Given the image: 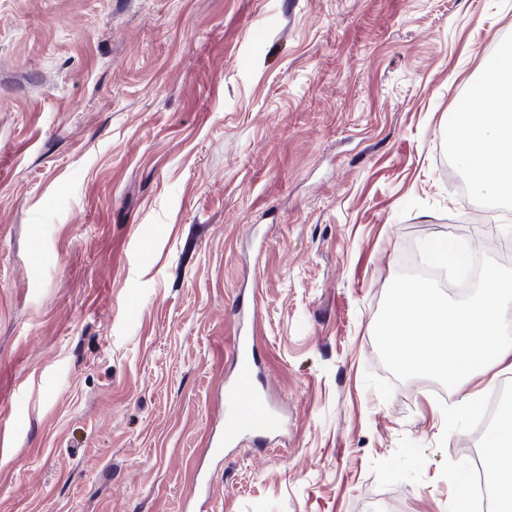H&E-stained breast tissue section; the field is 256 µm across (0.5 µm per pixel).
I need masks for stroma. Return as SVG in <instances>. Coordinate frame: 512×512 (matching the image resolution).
Here are the masks:
<instances>
[{
  "instance_id": "stroma-1",
  "label": "stroma",
  "mask_w": 512,
  "mask_h": 512,
  "mask_svg": "<svg viewBox=\"0 0 512 512\" xmlns=\"http://www.w3.org/2000/svg\"><path fill=\"white\" fill-rule=\"evenodd\" d=\"M512 0H0V512H453L484 441L373 335L431 237L496 256L452 114ZM280 430L215 452L235 331Z\"/></svg>"
}]
</instances>
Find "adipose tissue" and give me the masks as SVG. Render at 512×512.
Instances as JSON below:
<instances>
[{
  "mask_svg": "<svg viewBox=\"0 0 512 512\" xmlns=\"http://www.w3.org/2000/svg\"><path fill=\"white\" fill-rule=\"evenodd\" d=\"M488 104L476 114L474 102ZM454 141L457 162L467 171L470 189L480 198L512 197V59L487 63L469 96L457 107ZM485 453L487 484L496 512H512V402L498 411Z\"/></svg>",
  "mask_w": 512,
  "mask_h": 512,
  "instance_id": "1",
  "label": "adipose tissue"
}]
</instances>
